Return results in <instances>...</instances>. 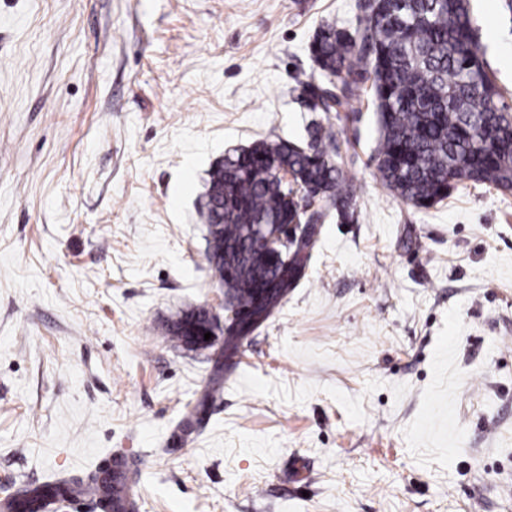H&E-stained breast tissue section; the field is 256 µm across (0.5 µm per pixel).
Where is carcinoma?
Masks as SVG:
<instances>
[{
	"label": "carcinoma",
	"instance_id": "cac0c4a2",
	"mask_svg": "<svg viewBox=\"0 0 512 512\" xmlns=\"http://www.w3.org/2000/svg\"><path fill=\"white\" fill-rule=\"evenodd\" d=\"M351 28L325 25L310 44L318 79L306 82L301 96L311 112H348L356 102L375 107L380 138L374 161L382 186L416 208H430L458 187L489 185L512 191V114L498 106L504 90L487 70L472 19L471 0H363ZM370 74L371 84L361 80ZM331 126L313 122L308 141L261 139L224 155L210 171L199 221L214 235L207 247L211 268L224 271V295L244 315L224 349H237L254 327L252 316L267 319L300 276L285 272V262L262 265L257 224L289 225L301 218L300 200L281 183L289 170L305 193L322 202L313 213L320 222L334 210L351 220L352 186L329 145ZM316 240L287 238L283 257L303 265ZM269 278L276 291L256 304L255 288ZM200 309L168 323L166 338L188 347L197 335L192 324ZM99 476L90 471L68 481L51 482L57 497L68 485L89 487Z\"/></svg>",
	"mask_w": 512,
	"mask_h": 512
}]
</instances>
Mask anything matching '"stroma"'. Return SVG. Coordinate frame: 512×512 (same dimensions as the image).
<instances>
[{
	"label": "stroma",
	"instance_id": "35a3bbf8",
	"mask_svg": "<svg viewBox=\"0 0 512 512\" xmlns=\"http://www.w3.org/2000/svg\"><path fill=\"white\" fill-rule=\"evenodd\" d=\"M359 2L0 0V492L120 454L138 512H512V193L394 198L372 108L331 121L354 221L235 368L164 336L224 298L209 170L304 139L310 41ZM501 4L472 0L512 106Z\"/></svg>",
	"mask_w": 512,
	"mask_h": 512
}]
</instances>
